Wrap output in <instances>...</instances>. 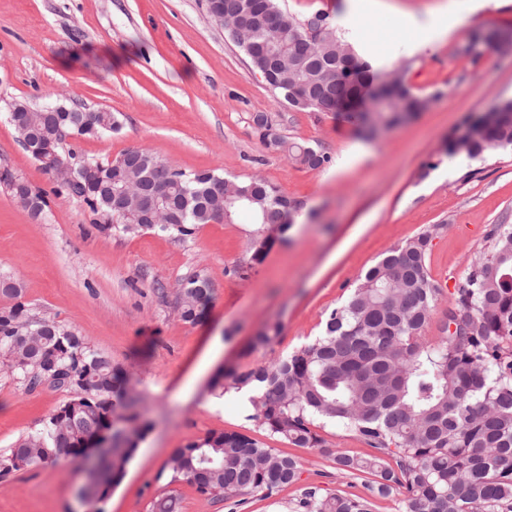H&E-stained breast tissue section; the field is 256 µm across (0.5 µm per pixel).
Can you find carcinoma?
<instances>
[{
	"instance_id": "1",
	"label": "carcinoma",
	"mask_w": 512,
	"mask_h": 512,
	"mask_svg": "<svg viewBox=\"0 0 512 512\" xmlns=\"http://www.w3.org/2000/svg\"><path fill=\"white\" fill-rule=\"evenodd\" d=\"M250 11L235 18L250 30L253 17L266 11L282 26L275 40L254 32L250 41L266 44L252 51V66L274 93L300 91L309 105L295 110L349 114L361 133L374 137L427 108L429 99L413 92L408 67L380 70L358 54L348 32L330 15L317 11L303 20L284 12L277 0H247ZM497 35L476 30L456 49L472 63L496 47ZM262 144L288 154L302 167L330 163L321 146L273 138L271 118H252ZM112 112H60L42 125L63 159L83 156L72 141L103 138L119 131ZM512 149V101L497 103L466 121L448 142L445 154L474 160L490 149ZM73 179L54 189L77 199L124 235L144 230L177 240L194 237L203 224L216 221L209 204L213 188L224 189V219L254 226L253 242L266 243V232L286 231L300 203L267 181L238 180L213 170H185L146 150H127L112 160L85 158ZM166 169L169 196L157 199L167 222L142 224L138 214L112 221L115 192L138 176ZM438 228L409 239L366 271L361 282L325 319L322 335L277 363L218 374L213 389L221 394L255 385L248 401L259 427L271 437L299 448H322L316 421L335 422L368 445L372 453L333 457L340 472L374 476L371 492L398 497L405 512H512V224L490 230L489 248L472 261L464 283L448 299L442 332L424 335L440 295L429 277L426 257ZM215 284L203 271L182 280L178 308L182 320L204 318ZM22 288L0 275V364L28 387L47 383L70 395L47 417L41 430L19 437L0 455V473L8 474L79 456L87 440L112 428V453L90 481L88 496L97 512L125 476L146 426L124 439L115 424L138 425L141 395L128 372L88 347L61 324L33 338L39 328L21 301ZM231 379L224 384V378ZM301 464L241 432L212 430L172 453L171 481L192 487L204 498L231 500L259 493L269 498L298 479ZM294 512H372L362 496L320 494L307 488Z\"/></svg>"
}]
</instances>
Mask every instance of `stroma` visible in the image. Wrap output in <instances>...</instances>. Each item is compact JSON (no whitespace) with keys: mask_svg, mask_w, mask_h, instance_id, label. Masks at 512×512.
I'll return each mask as SVG.
<instances>
[{"mask_svg":"<svg viewBox=\"0 0 512 512\" xmlns=\"http://www.w3.org/2000/svg\"><path fill=\"white\" fill-rule=\"evenodd\" d=\"M394 2L396 11L374 14L367 0H279L299 19L330 14L383 66L405 62L413 91L429 98L415 119L363 141L344 116L282 102L210 17L207 0H0V166L47 200L44 218L35 220L0 186V275L21 284L33 313L72 328L130 370L143 397L148 430L105 512H154L167 496L177 498L178 512H292L308 486L368 496L371 475L333 466V454L368 453L353 433L328 423L319 430L324 447H295L257 430L237 391L220 396L210 383L226 366L268 365L312 342L369 268L433 225L441 230L427 271L448 294L487 247L492 225L512 224V150L475 161L443 151L467 117L512 100V43L475 65L455 54L472 30L512 32V0H491L477 13L471 0ZM450 14L455 29L430 41L420 21ZM55 100L119 116V132L79 140L88 157L145 149L184 169L259 175L302 202L304 221L257 259L246 224H206L187 242L156 231H100L82 202L55 193L8 121V103ZM257 113L272 117L289 140L322 145L330 163L309 169L267 149L252 127ZM200 270L214 281L215 296L206 320L191 325L179 315L177 292ZM447 294L427 335L440 333ZM274 322L279 338L252 347L253 336ZM65 397L0 375V454L41 429ZM212 430L255 436L297 457L300 481L270 498L245 495L239 506L171 482L173 450ZM83 476L79 456L0 476V512H91L75 496Z\"/></svg>","mask_w":512,"mask_h":512,"instance_id":"obj_1","label":"stroma"}]
</instances>
